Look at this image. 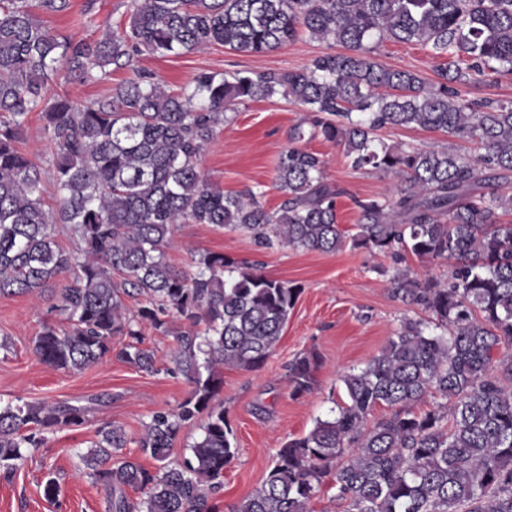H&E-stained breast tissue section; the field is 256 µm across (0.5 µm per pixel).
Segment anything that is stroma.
<instances>
[{
	"instance_id": "35a3bbf8",
	"label": "stroma",
	"mask_w": 512,
	"mask_h": 512,
	"mask_svg": "<svg viewBox=\"0 0 512 512\" xmlns=\"http://www.w3.org/2000/svg\"><path fill=\"white\" fill-rule=\"evenodd\" d=\"M130 11L131 0H70L69 9L43 15L42 21L50 29L92 42L127 19ZM327 50V42L304 37L261 55H240L218 45L167 58L142 53L130 66L113 69L111 76L101 81L78 84L58 80L48 85L45 97L50 100L64 92L83 105L111 94L113 87L139 72L151 74L177 91L202 72L302 69ZM376 59L393 69L413 71L428 85L437 79L438 58L416 44L382 42ZM306 118L302 107L280 95L238 105L227 112L223 128L201 156L205 175L227 193L262 187L264 206L277 210L285 196L275 186L276 165L290 144L292 129ZM381 135L390 144L431 150L464 152L470 148L468 142L448 134L422 129L390 128ZM303 145L325 160L328 183L342 188L337 200L338 222L346 234H354L356 200L392 196L393 179L353 168L341 148L321 135L306 137ZM208 253L259 265L269 278L290 282L300 290L280 340L265 363L253 371L227 368L221 375L219 398L238 448L224 471V486L217 496L222 512H227L262 483L276 450L286 440L307 434L316 418L344 400L342 376L377 356L404 319L421 318L420 309L392 297L385 269L398 264L444 280L448 265L409 253L397 263L391 255L349 244L332 253L288 247L261 249L248 233L210 224L178 225L166 258L172 266L187 269ZM54 302L48 292L0 297V341L9 343L8 348H0V399L85 405L89 408L87 421L51 435L47 447L29 457L11 479L0 477V512H106L105 492L85 476L80 453L90 447L103 423L116 422L128 433L138 434L154 411L176 409L191 391L182 375L170 371L176 349L173 337L153 331L146 334V344L155 352L157 370L153 373L113 357L79 372L41 363L33 352L35 336L43 324L63 322L53 309ZM309 353L319 358L315 389L296 397L288 381V365ZM50 474L60 484L53 503L43 495Z\"/></svg>"
}]
</instances>
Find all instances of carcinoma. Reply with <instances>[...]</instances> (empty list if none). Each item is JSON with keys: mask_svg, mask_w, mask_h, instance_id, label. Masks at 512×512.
Segmentation results:
<instances>
[{"mask_svg": "<svg viewBox=\"0 0 512 512\" xmlns=\"http://www.w3.org/2000/svg\"><path fill=\"white\" fill-rule=\"evenodd\" d=\"M69 0H0V297L44 293L64 279L54 308L67 327L43 325L33 350L54 369L81 371L112 355L153 372L145 330L172 336L176 370L192 387L175 410L154 412L133 436L106 422L81 455L108 493L107 512H218L215 496L236 454L215 406L225 367L254 370L275 348L299 290L221 253L194 269L171 266L178 224L248 232L261 246L324 253L346 244L339 192L325 161L295 144L280 154L275 211L262 192L226 194L200 167L224 114L280 94L312 114L352 167L397 180L386 199L356 201L355 246L448 262V280L395 269L394 298L429 314L407 320L365 367L342 377L346 399L305 435L287 440L263 483L230 512H309L325 481L345 512H512V103L472 101L459 85L512 75V0H133L128 21L89 42L55 32L38 12ZM308 36L344 49L302 70L202 72L174 92L142 76L79 106L46 87L86 83L134 54L181 56L217 44L261 54ZM385 40L414 43L446 62L428 87L375 60ZM39 112L55 206L40 195L41 166L19 148ZM417 127L475 145L469 154L385 142L379 131ZM65 224L77 241L57 242ZM139 298L130 313L124 298ZM318 357L290 363L293 394L313 391ZM428 396L441 402L416 413ZM378 405L393 413L372 427ZM87 408L21 399L0 405V475L8 478L49 435L86 423ZM205 417L190 456L170 461L181 428ZM130 444L158 463L123 454ZM355 452L342 460L348 445ZM142 493L133 500L127 490Z\"/></svg>", "mask_w": 512, "mask_h": 512, "instance_id": "cac0c4a2", "label": "carcinoma"}]
</instances>
